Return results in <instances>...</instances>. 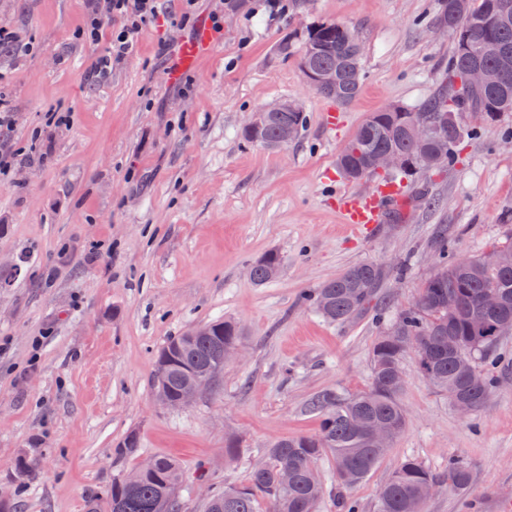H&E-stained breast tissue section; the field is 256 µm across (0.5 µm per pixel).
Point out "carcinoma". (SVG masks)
Instances as JSON below:
<instances>
[{
  "mask_svg": "<svg viewBox=\"0 0 512 512\" xmlns=\"http://www.w3.org/2000/svg\"><path fill=\"white\" fill-rule=\"evenodd\" d=\"M440 24L455 41L448 60V93L430 99L413 111L372 112L347 141L336 164L343 175L359 180L373 174L369 157L391 151L402 155L407 171L421 169L441 172L459 159L460 146L469 133L458 121L460 112L479 109L496 117L512 112V0H441ZM362 41L355 30L343 23L322 24L306 40L301 63L312 69H333L336 84L318 86L315 91L339 104H350L362 88ZM480 65L499 73L492 86L465 92L458 87L466 70ZM426 122L440 130L431 144L414 137V127ZM306 124L303 112H273L255 133L242 128L247 143L275 148L281 132L291 129L299 135ZM501 262L490 264L484 256L462 263L447 260V241L439 242L438 267L418 289L412 304L396 313L391 327L377 337L371 351V376L367 389L343 394L327 389L315 393L305 404L320 418L312 435L275 441L268 449V461L252 468L247 483L229 485L206 501L204 512H315L325 486L311 477L323 456H332L337 487L338 512H358L351 489L365 480L387 454L375 447L365 434L369 426L385 424L393 438L403 432L406 418L400 403L404 378L402 360L412 351L419 368L434 387L448 394L450 403L464 400L479 411L496 387L486 369L499 361L498 346L512 330V244L493 246ZM282 264L277 252H268L250 266V278L257 285L272 280L270 267ZM384 270L372 263L355 265L305 295L324 319L344 323L368 310ZM497 294L495 307L485 305L487 292ZM457 298L448 307V297ZM241 325L228 319L206 324V333H184L169 338L157 358H166L164 380H152L155 393L169 399L179 397L190 373L200 376L220 359L222 351L241 342ZM154 467L138 468L112 479L105 500L93 498L88 512H181L178 496L182 472L177 461L154 457ZM471 483L469 465L461 459L448 463V471L437 474L413 459L404 460L381 487L376 512H415L424 489L443 486L456 494L465 493Z\"/></svg>",
  "mask_w": 512,
  "mask_h": 512,
  "instance_id": "cac0c4a2",
  "label": "carcinoma"
}]
</instances>
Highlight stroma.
Returning a JSON list of instances; mask_svg holds the SVG:
<instances>
[{
    "mask_svg": "<svg viewBox=\"0 0 512 512\" xmlns=\"http://www.w3.org/2000/svg\"><path fill=\"white\" fill-rule=\"evenodd\" d=\"M225 2L196 0L199 25L218 15L223 27L181 93L168 72L193 28L147 25L99 84L88 68L108 43L79 38L83 0H0V25L29 46L21 60L0 56L9 139L30 158L0 177V489L17 512H87L113 476L155 455L181 467L182 512H203L205 489L245 483L273 442L316 432L304 408L312 394L367 388L372 344L434 272L440 237L455 258L512 244V112L466 137L446 172L401 180L408 217L372 230L341 221L342 192L382 182L336 166L357 127L446 88L454 42L440 32L438 0H285L283 14L267 0ZM330 22L363 41L362 89L347 106L311 89L299 64L308 32ZM286 98L304 105L297 140L280 149L241 140L252 112ZM54 112L73 124L39 138ZM423 188L435 206L416 203ZM271 250L282 270L255 285L248 267ZM363 262L386 272L371 313L324 321L305 294ZM222 318L241 324L242 357L191 407L158 408L157 350ZM499 352L498 385L468 417L406 355L407 425L353 488L359 512H374L407 458L436 473L453 458L471 468L465 495L439 490L425 512H512V336ZM131 432L136 455L116 458ZM22 453L34 462L24 480L14 474Z\"/></svg>",
    "mask_w": 512,
    "mask_h": 512,
    "instance_id": "1",
    "label": "stroma"
}]
</instances>
